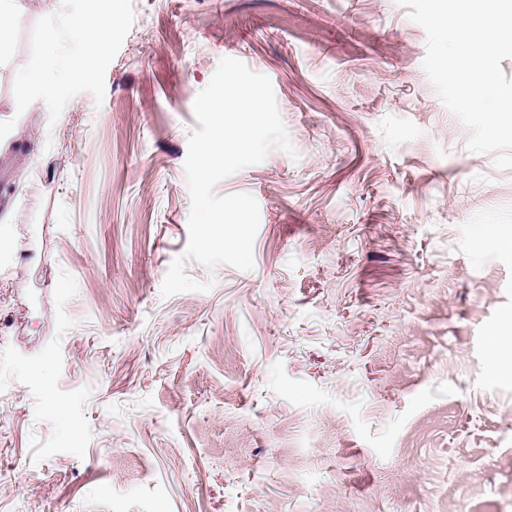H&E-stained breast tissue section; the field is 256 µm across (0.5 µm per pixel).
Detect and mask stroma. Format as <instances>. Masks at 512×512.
I'll use <instances>...</instances> for the list:
<instances>
[{"mask_svg":"<svg viewBox=\"0 0 512 512\" xmlns=\"http://www.w3.org/2000/svg\"><path fill=\"white\" fill-rule=\"evenodd\" d=\"M118 27L92 81L18 100ZM0 57V512H512V169L426 76L395 0H13ZM268 76L294 147L220 181L245 272L162 297L194 103ZM116 25V20L108 15H100L92 22L82 17H72L66 21L71 39L92 48V60L78 71L81 80L90 81L94 78L97 66L103 60L100 46ZM63 77H50L44 74L22 76L16 83V93L19 98L25 99L37 89L42 88L46 96L60 94L64 89Z\"/></svg>","mask_w":512,"mask_h":512,"instance_id":"obj_1","label":"stroma"}]
</instances>
